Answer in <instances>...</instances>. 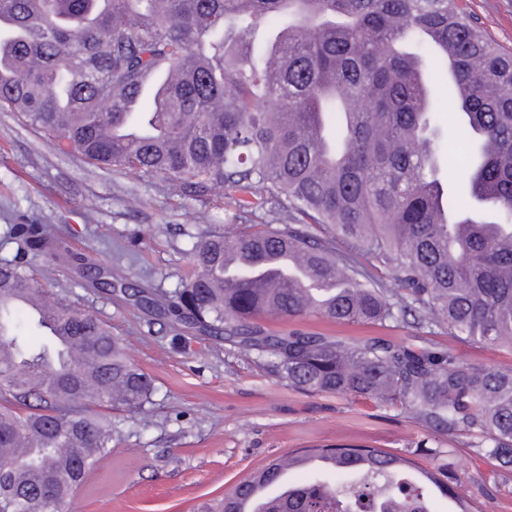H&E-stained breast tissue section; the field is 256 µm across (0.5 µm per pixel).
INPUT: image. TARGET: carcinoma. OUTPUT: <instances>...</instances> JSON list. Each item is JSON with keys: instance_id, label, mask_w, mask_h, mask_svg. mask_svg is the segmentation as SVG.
<instances>
[{"instance_id": "carcinoma-1", "label": "carcinoma", "mask_w": 512, "mask_h": 512, "mask_svg": "<svg viewBox=\"0 0 512 512\" xmlns=\"http://www.w3.org/2000/svg\"><path fill=\"white\" fill-rule=\"evenodd\" d=\"M163 84L149 112L128 104ZM445 84L470 142V206L448 203L435 89ZM0 110L61 151L162 175L195 197H243L234 227L192 249V278L171 292L117 284L170 318L269 360L288 385L397 408L433 434L466 433L512 471V370L450 351L372 337L271 335L267 316L353 323L412 316L488 346H512V51L483 33L465 0H0ZM336 113L330 130L325 114ZM149 119L154 132L124 129ZM285 224H243L246 209ZM460 217L441 222L438 212ZM323 228L330 236L321 238ZM18 251L55 252L46 224H16ZM344 248H336V242ZM299 264L279 268L282 253ZM44 295L0 258V512L64 502L112 443L103 407L144 413L149 375L93 311L62 299L68 336L34 349L15 294ZM360 459L317 470L251 512H479L458 481L423 479L379 448H305Z\"/></svg>"}]
</instances>
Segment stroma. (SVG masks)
Masks as SVG:
<instances>
[{
    "label": "stroma",
    "mask_w": 512,
    "mask_h": 512,
    "mask_svg": "<svg viewBox=\"0 0 512 512\" xmlns=\"http://www.w3.org/2000/svg\"><path fill=\"white\" fill-rule=\"evenodd\" d=\"M467 3L485 33L512 50V0ZM435 117L451 147L442 164L457 203L467 197L458 172L468 146L457 136L448 95H440ZM227 204L219 186L198 198L164 177L119 174L60 151L17 113L0 111V234L10 224H46L66 250L101 270L120 269L149 291H172L192 273V247L223 230ZM24 263L51 296L107 320L155 384L146 413L109 410L112 446L66 512H192L276 457L326 444L380 448L421 467L447 463L479 512H512V473L476 455L470 436L432 435L400 410L289 387L254 354L153 317L120 289L84 287L76 263L46 254ZM264 326L276 334L388 336L449 350L464 363L512 369V348H487L410 318L367 325L308 314L270 317ZM434 449L440 458L431 457Z\"/></svg>",
    "instance_id": "stroma-1"
}]
</instances>
